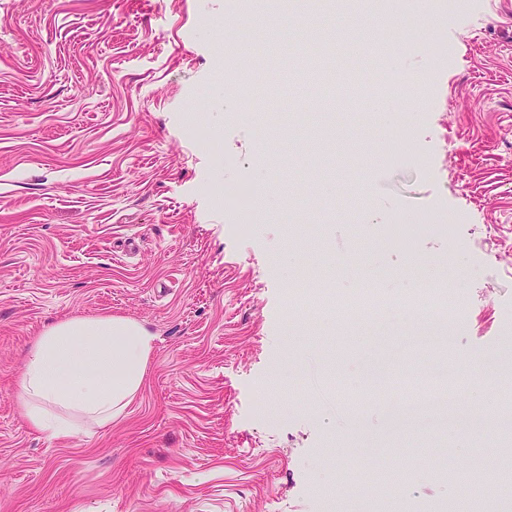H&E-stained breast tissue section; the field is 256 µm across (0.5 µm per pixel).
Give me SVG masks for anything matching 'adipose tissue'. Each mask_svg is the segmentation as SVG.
Listing matches in <instances>:
<instances>
[{"mask_svg": "<svg viewBox=\"0 0 512 512\" xmlns=\"http://www.w3.org/2000/svg\"><path fill=\"white\" fill-rule=\"evenodd\" d=\"M152 335L121 316L77 317L45 328L26 351L17 380L29 426L53 437L82 421L119 418L144 385Z\"/></svg>", "mask_w": 512, "mask_h": 512, "instance_id": "ef3b65f1", "label": "adipose tissue"}]
</instances>
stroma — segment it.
<instances>
[{"label":"stroma","instance_id":"stroma-1","mask_svg":"<svg viewBox=\"0 0 512 512\" xmlns=\"http://www.w3.org/2000/svg\"><path fill=\"white\" fill-rule=\"evenodd\" d=\"M269 0H0V512H365L341 474L366 459L398 467L375 404L353 419L343 375L389 385L409 369L474 360L446 408L502 411L512 373V276L485 277L474 232L512 256V24L489 0L414 22L402 58L427 70L407 87L419 166L379 153L388 116L366 85L340 82L333 135L361 138L349 163L306 137L323 87L279 82L242 98L224 87V29ZM306 28L262 33L251 69L286 68ZM278 120L275 146L261 124ZM255 192L227 223L224 183ZM447 213L454 238L389 243L396 215ZM449 255L430 268L431 258ZM325 260L331 284L392 291L441 276L455 288L445 328L380 314L337 335L288 299L293 274ZM123 316L153 336L145 383L124 415L67 437L32 430L18 404L22 355L46 327ZM488 440L445 430L411 450L391 512H448L457 475Z\"/></svg>","mask_w":512,"mask_h":512}]
</instances>
